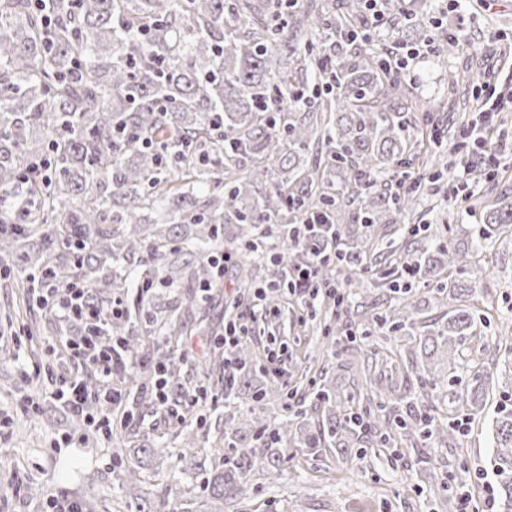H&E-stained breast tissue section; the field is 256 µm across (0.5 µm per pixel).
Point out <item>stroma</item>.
Returning <instances> with one entry per match:
<instances>
[{
    "mask_svg": "<svg viewBox=\"0 0 512 512\" xmlns=\"http://www.w3.org/2000/svg\"><path fill=\"white\" fill-rule=\"evenodd\" d=\"M442 28L457 35V51L445 61L423 59L413 84L418 95L448 93L451 73L481 63L480 75L512 73V0H439ZM490 150L499 154L506 180L512 181V105L496 114L487 131ZM442 179L418 208L424 224H459L479 232L478 209L469 198L483 194L486 183L479 166L464 167L449 155ZM487 286L494 306L491 328L512 334V236H501L487 249ZM17 289L0 277V512H45L48 500L80 498L92 490L97 512H121L125 492L117 480L127 463L105 439L89 440L70 426L67 413L46 396L51 379L71 364L61 357L55 325L44 309L31 306L23 321L7 315L19 307ZM317 323L310 308L285 299L278 316L259 323L250 342L257 363L288 374L294 364L316 351L312 330ZM512 395V374L501 371L492 382L487 416L465 425L459 447L440 451L435 464L445 475L449 464L491 474L492 435L488 417L506 395ZM288 483L261 481L251 506L256 512H434L419 474L403 469L384 453L369 451L361 468L336 455L320 460L296 459Z\"/></svg>",
    "mask_w": 512,
    "mask_h": 512,
    "instance_id": "1",
    "label": "stroma"
}]
</instances>
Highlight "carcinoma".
Returning a JSON list of instances; mask_svg holds the SVG:
<instances>
[{
	"mask_svg": "<svg viewBox=\"0 0 512 512\" xmlns=\"http://www.w3.org/2000/svg\"><path fill=\"white\" fill-rule=\"evenodd\" d=\"M0 0V189L37 198V206L0 210V265L13 271L26 299L45 278L79 283L88 300L109 309L128 280L160 281L168 288L211 279L208 257L229 241L238 249L242 287L263 253L275 306L290 268L322 250L288 240L290 224L323 214L336 235L335 260L322 267L345 294L321 318L336 344L350 343L360 358H336L353 372L344 386L316 357L297 367L314 402L275 375L255 374L242 343L237 369L210 353L207 371L222 375L224 415L206 429L207 391L184 370L183 316L199 333L210 330L209 311L194 299L149 313L130 302L126 316L108 320L103 335L124 341L118 379L140 393L133 407L112 419L115 449L136 448L121 485L136 492L126 512H224L249 503L256 475L286 479L282 461L334 451L363 461L365 448L417 451L457 442L451 418L480 414L498 355L511 364L512 337L482 339L491 324L486 286L489 241L512 235V192L493 184L484 192L482 232L453 244L459 226L444 224L417 241L410 221L425 184L434 180L433 147L459 139L455 124H441L381 60L364 17L363 0ZM428 0H385L383 20L404 43L429 22ZM51 162L43 178L35 164ZM417 169L411 188L397 190L383 177L399 165ZM268 190L258 194L260 182ZM409 260L427 282L417 297L392 278ZM377 271V286L397 293L383 311L346 318L349 302L365 292L361 276ZM444 309L428 324L420 304ZM388 327L395 342H380L372 327ZM162 370L168 403L178 411L181 450L171 464L159 436L137 444L125 436L123 416L153 408L147 398ZM464 382L452 405L442 388ZM255 404L238 419L236 402ZM493 473L500 512H512V409L492 417ZM236 450L224 456L222 447ZM205 476L201 510L192 487L172 484L161 498L149 477L163 469ZM435 501L454 495L450 476L427 489Z\"/></svg>",
	"mask_w": 512,
	"mask_h": 512,
	"instance_id": "cac0c4a2",
	"label": "carcinoma"
}]
</instances>
